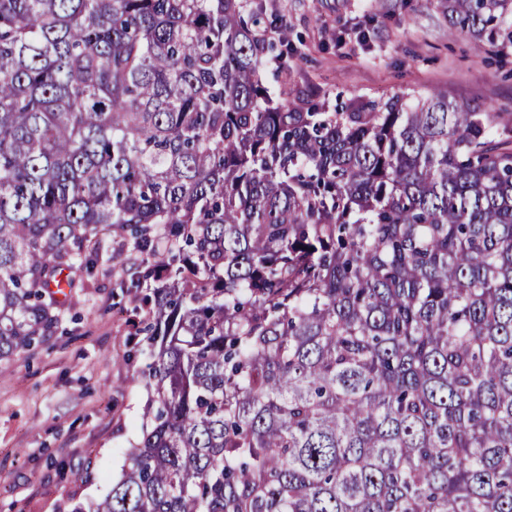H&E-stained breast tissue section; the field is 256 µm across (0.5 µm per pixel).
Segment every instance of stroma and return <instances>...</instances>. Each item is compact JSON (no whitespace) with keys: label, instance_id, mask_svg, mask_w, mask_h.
I'll use <instances>...</instances> for the list:
<instances>
[{"label":"stroma","instance_id":"1","mask_svg":"<svg viewBox=\"0 0 512 512\" xmlns=\"http://www.w3.org/2000/svg\"><path fill=\"white\" fill-rule=\"evenodd\" d=\"M292 48L273 93L326 110L357 98L431 94L512 124V44L451 30L444 0H250ZM104 234L108 259L68 296L54 336L0 364V512H59L102 499L129 465L148 403V360L134 357L145 311L135 255Z\"/></svg>","mask_w":512,"mask_h":512}]
</instances>
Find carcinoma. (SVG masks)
<instances>
[{"label": "carcinoma", "instance_id": "carcinoma-1", "mask_svg": "<svg viewBox=\"0 0 512 512\" xmlns=\"http://www.w3.org/2000/svg\"><path fill=\"white\" fill-rule=\"evenodd\" d=\"M512 43V0H448ZM247 0H0V361L99 233L143 254L153 396L62 512H512V134L432 93L275 99Z\"/></svg>", "mask_w": 512, "mask_h": 512}]
</instances>
